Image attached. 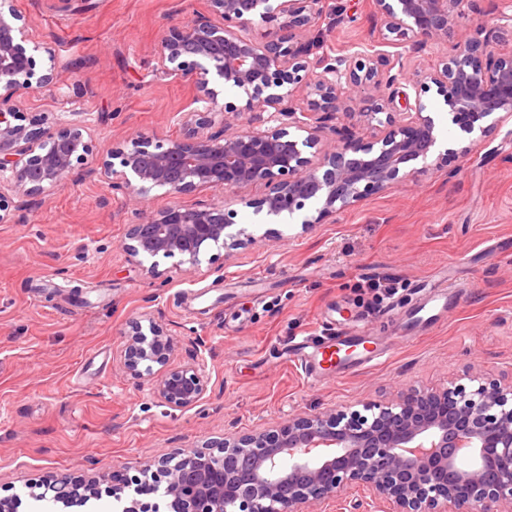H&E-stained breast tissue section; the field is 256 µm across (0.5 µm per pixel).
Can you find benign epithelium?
<instances>
[{
  "mask_svg": "<svg viewBox=\"0 0 512 512\" xmlns=\"http://www.w3.org/2000/svg\"><path fill=\"white\" fill-rule=\"evenodd\" d=\"M207 2L209 14L170 22L158 44L163 72L196 89L194 108L177 118L183 132L168 140L139 135L122 141L89 170L135 205L137 222L125 244L135 262L178 255L196 267L209 248L257 244L249 228L237 226L235 204L267 218L301 212L307 230L364 194L414 176L405 164L432 154L436 125L423 115L420 94L412 99L401 90L402 56L371 48L310 59L334 26L326 0ZM373 4L379 39L419 53L447 38L474 12L475 0ZM263 23L268 28L257 38ZM482 34L483 26L473 25L454 54L419 80L422 90L436 87L448 123L467 133L486 134L512 118V51H491ZM28 42L14 0H0V198L8 191L34 200L66 185L88 151L87 127L59 120L43 133L39 120L21 112L22 96L64 85L52 70L36 76ZM219 83L242 91L245 104L220 100ZM246 112L252 116L239 123ZM253 184L266 188L256 203L238 195ZM154 188L173 201L144 208ZM202 188L230 198L179 201ZM174 348V338L145 314L124 334L123 367L148 379L162 403L184 409L202 400L207 384L199 365L153 372ZM466 378L467 385L414 388L365 403L361 411L301 413L172 459L136 458L132 465L142 479L135 496L122 500L125 486L119 485L112 497L122 512H314L325 502L343 512L345 491L359 487L386 504L383 512H512V381L489 380L478 371ZM144 484L161 492L165 510L137 499ZM96 497L93 477L60 479L36 495L64 505Z\"/></svg>",
  "mask_w": 512,
  "mask_h": 512,
  "instance_id": "benign-epithelium-1",
  "label": "benign epithelium"
}]
</instances>
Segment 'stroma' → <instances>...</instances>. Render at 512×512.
I'll list each match as a JSON object with an SVG mask.
<instances>
[{
  "label": "stroma",
  "instance_id": "35a3bbf8",
  "mask_svg": "<svg viewBox=\"0 0 512 512\" xmlns=\"http://www.w3.org/2000/svg\"><path fill=\"white\" fill-rule=\"evenodd\" d=\"M349 22L328 47L354 51L377 36L371 0H340ZM36 74L67 85L26 96V116H78L89 152L65 186L34 203L7 195L0 223V498L13 512H115L110 476L133 478V458L172 455L279 426L303 412L385 401L413 388L462 381L468 370L512 380V121L486 135L449 125L435 90L422 95L455 157L383 193H367L336 220L266 236L251 208L237 223L264 239L210 249L195 269L158 258L155 272L124 250L136 220L125 195L88 174L113 144L176 136L194 89L159 70L167 23L187 22L206 0H15ZM468 149L467 158L458 150ZM465 290L438 325L421 327L434 275ZM389 275L382 305L357 283ZM151 313L176 342V369L197 357L208 386L195 406L172 410L121 361L122 335ZM344 331L389 346L382 363L322 381L287 357L305 336ZM99 477L100 499L67 508L35 501L41 483Z\"/></svg>",
  "mask_w": 512,
  "mask_h": 512
}]
</instances>
